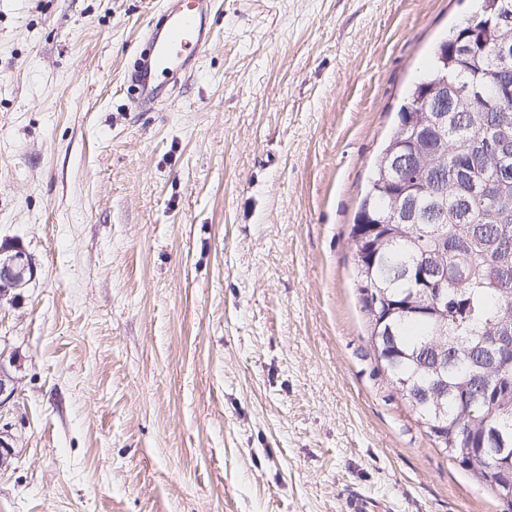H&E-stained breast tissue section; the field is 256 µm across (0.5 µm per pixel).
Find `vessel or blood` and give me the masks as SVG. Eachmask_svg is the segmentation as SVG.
Here are the masks:
<instances>
[{
	"label": "vessel or blood",
	"mask_w": 512,
	"mask_h": 512,
	"mask_svg": "<svg viewBox=\"0 0 512 512\" xmlns=\"http://www.w3.org/2000/svg\"><path fill=\"white\" fill-rule=\"evenodd\" d=\"M211 0H165L160 25L148 27L132 87L138 107L157 104L161 89H176L195 71L212 39ZM385 503L360 491L345 500V512H387Z\"/></svg>",
	"instance_id": "obj_1"
}]
</instances>
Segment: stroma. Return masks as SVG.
<instances>
[{"label":"stroma","mask_w":512,"mask_h":512,"mask_svg":"<svg viewBox=\"0 0 512 512\" xmlns=\"http://www.w3.org/2000/svg\"><path fill=\"white\" fill-rule=\"evenodd\" d=\"M163 0H0V512H499L379 369L351 228L475 0H215L156 108ZM212 0H166L163 20L144 33L146 47L136 62L135 103L157 104L159 89L179 87L196 70L200 55L212 40ZM162 79L160 83H156ZM34 276L32 259L20 247H0V297L8 295L11 289L23 288ZM344 509L346 512H388L389 507L379 500L354 490L348 494Z\"/></svg>","instance_id":"35a3bbf8"}]
</instances>
